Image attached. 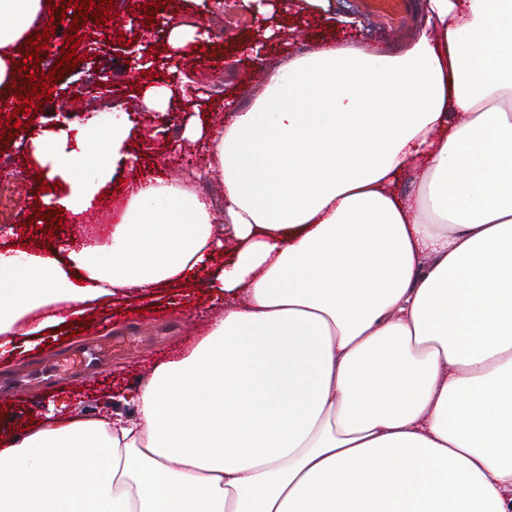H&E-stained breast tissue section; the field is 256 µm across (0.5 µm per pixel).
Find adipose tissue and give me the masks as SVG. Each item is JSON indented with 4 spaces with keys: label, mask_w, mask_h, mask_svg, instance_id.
<instances>
[{
    "label": "adipose tissue",
    "mask_w": 512,
    "mask_h": 512,
    "mask_svg": "<svg viewBox=\"0 0 512 512\" xmlns=\"http://www.w3.org/2000/svg\"><path fill=\"white\" fill-rule=\"evenodd\" d=\"M427 4L400 54L322 40L187 130L222 210L136 179L109 235L0 246V349L224 262L222 315L133 413L53 410L0 448V512H512V0ZM44 18L0 0L1 92ZM129 132L32 137L73 222Z\"/></svg>",
    "instance_id": "ef3b65f1"
}]
</instances>
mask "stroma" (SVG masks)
Returning a JSON list of instances; mask_svg holds the SVG:
<instances>
[{"mask_svg": "<svg viewBox=\"0 0 512 512\" xmlns=\"http://www.w3.org/2000/svg\"><path fill=\"white\" fill-rule=\"evenodd\" d=\"M148 2L114 0L115 15L107 24L81 22L86 35L77 50L80 63L56 80L38 114L24 113L20 119L30 122L32 131L59 135L84 124L95 102L122 104L132 130L123 159L114 163L115 178L128 181L141 175L182 181L197 173L202 186L218 192L224 185L208 168L205 143L191 146L183 138L189 124L223 127L231 109L247 104L261 67L276 66L317 40L340 36L370 48L401 50L413 40V16L424 5V0H407L402 23L392 28L366 10L364 0H330L328 10L302 12L284 10L278 0H255L248 11L238 8V0H167L147 27L141 7ZM170 19L201 25L204 34L196 38L190 56L181 57L170 46L164 29ZM218 28L223 38L214 37ZM228 70L234 72V81L225 85L223 96H212L208 80ZM103 72L109 81L96 101L68 96V85L96 84ZM154 84L178 89L166 111L151 112L142 103L145 90ZM31 133H18L0 146L10 160L8 169L0 170V185L27 189L12 223L16 236L27 238L32 249L45 240L57 248L69 240L73 226L67 223L55 235L46 233L49 206L37 199L41 166L29 151ZM221 269L217 262L200 272L190 287L159 288L151 298L115 303L107 328H53L37 337L35 346L21 343L0 350V438L30 426L62 397L87 416L107 404L130 413V406L112 401V394L131 391L138 376L203 336Z\"/></svg>", "mask_w": 512, "mask_h": 512, "instance_id": "1", "label": "stroma"}]
</instances>
